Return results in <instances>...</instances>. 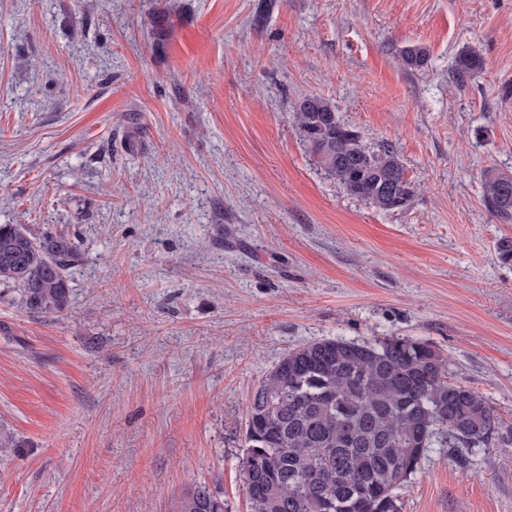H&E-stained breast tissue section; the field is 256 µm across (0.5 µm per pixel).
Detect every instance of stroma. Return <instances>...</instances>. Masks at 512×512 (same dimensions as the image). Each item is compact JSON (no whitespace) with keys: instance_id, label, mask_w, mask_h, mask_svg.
<instances>
[{"instance_id":"obj_1","label":"stroma","mask_w":512,"mask_h":512,"mask_svg":"<svg viewBox=\"0 0 512 512\" xmlns=\"http://www.w3.org/2000/svg\"><path fill=\"white\" fill-rule=\"evenodd\" d=\"M0 0V224L77 244L70 304L0 300V512H247L249 398L296 346L431 342L500 421L430 449L402 512H512V0ZM429 50L424 70L396 62ZM482 70L449 80L458 54ZM331 101L416 195L383 211L301 141ZM399 64L407 71L414 72L423 69L428 62V49L420 44H410L398 52ZM483 199L488 212L506 224H512V176L488 169L483 172ZM178 512H230L224 491L200 483L188 491L179 502Z\"/></svg>"}]
</instances>
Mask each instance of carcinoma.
<instances>
[{
    "instance_id": "1",
    "label": "carcinoma",
    "mask_w": 512,
    "mask_h": 512,
    "mask_svg": "<svg viewBox=\"0 0 512 512\" xmlns=\"http://www.w3.org/2000/svg\"><path fill=\"white\" fill-rule=\"evenodd\" d=\"M407 71L423 69L428 49L398 52ZM483 67L467 50L451 70L458 84ZM293 121L322 169L349 194L402 210L415 186L394 148L364 145L336 107L315 95L297 102ZM488 212L512 224V176L483 172ZM71 238L34 236L0 224V285L22 310L53 314L69 305ZM499 422L477 390L448 379L432 344L392 336L356 342L336 337L288 351L253 393L240 460L249 512H401L400 491L429 449L488 444ZM178 512H229L224 491L201 483Z\"/></svg>"
}]
</instances>
